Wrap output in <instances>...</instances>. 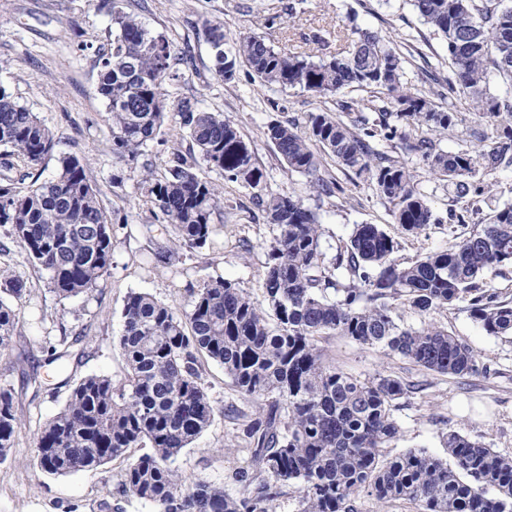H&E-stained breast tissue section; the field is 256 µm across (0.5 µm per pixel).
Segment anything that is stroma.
<instances>
[{
  "instance_id": "1",
  "label": "stroma",
  "mask_w": 512,
  "mask_h": 512,
  "mask_svg": "<svg viewBox=\"0 0 512 512\" xmlns=\"http://www.w3.org/2000/svg\"><path fill=\"white\" fill-rule=\"evenodd\" d=\"M115 2L185 51L180 64L185 79L169 84L171 98H190L199 108L223 113L232 121L254 149L255 162L264 174V190L291 192L315 211L324 244L347 239L355 225L378 224L398 242L396 259L407 264L450 246L458 216H466L472 224L483 218L474 196L457 198L443 177L432 174L418 156L399 148L393 149V157L410 169L432 210L443 218L420 236L403 233L393 222L392 204L368 181L324 154L319 157V175L335 181L338 189L330 196L317 195L308 176L289 172L268 141L266 126L273 119L301 124L308 113L335 112L337 100L362 101L368 99V92L347 88L338 96L321 97L300 87L264 86L244 66L231 84L215 74L208 42V29L214 23L223 24L226 44H233L240 34L253 33L279 51L313 56L344 49L359 29L376 32L401 50L414 45L419 54L406 63L405 80L409 87L429 91L448 74L447 43L423 23L410 0H0V85L35 112L54 136L53 154L38 167V174L50 178L57 156L80 155L88 179L114 220L109 275L89 293L70 298L51 291L47 273L0 228V269L27 283L17 334L10 346L0 349V385L13 391L21 415L13 446L0 462V512H152L149 504L116 493L118 474L139 456V449H128L102 466L67 476L48 475L38 466L34 439L64 408L69 394L54 366L47 363L62 336L82 338L81 358L66 361L68 374L107 375L119 382L126 363L117 338L129 293H147L186 310L194 292L221 277L254 299L262 297L275 229L254 189L225 181L217 171L209 174L211 181L224 188V207L213 217L217 232L204 248L184 256L187 275L176 278L154 264L153 252L161 237L141 185L143 166L149 163L156 172H163L171 148L187 154L193 147L178 125L168 120L137 165H124L113 156L106 103L97 86L98 50L112 43L109 10ZM274 14L278 22L267 24V17ZM315 33L324 37V44L309 43ZM448 104L457 112L458 122L436 137L437 149L449 153L480 149L481 124L473 106L461 96ZM431 319L468 343L489 367V375L473 376L465 387L455 377L360 346L345 336L323 337L319 346L329 363L355 377L382 373L426 382V390L395 410L400 434L389 455L423 450L446 457L442 437L452 430L512 456V341L487 335L462 302L436 311ZM202 378L217 413L211 425L182 450L173 467L189 482L220 484L234 494L240 489L234 475L248 469L249 455L238 444V424L231 412L254 413L267 400L242 398L215 362L204 361Z\"/></svg>"
}]
</instances>
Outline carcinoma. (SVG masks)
I'll return each mask as SVG.
<instances>
[{
  "mask_svg": "<svg viewBox=\"0 0 512 512\" xmlns=\"http://www.w3.org/2000/svg\"><path fill=\"white\" fill-rule=\"evenodd\" d=\"M413 6L448 46L451 67L438 96H467L484 120L481 150L445 153L432 136L457 121V113L415 93L401 81L402 55L376 33L360 30L345 53L317 60L285 54L258 35L244 33L224 49V30L210 27L215 72L226 83L249 67L263 85L301 87L321 96L345 88L372 94L369 105L340 101L344 122L311 112L305 127L272 120L266 135L288 170L314 178L319 195L334 182L316 176L319 145L357 176H366L393 206L395 223L418 236L443 218L432 210L407 167L376 143L402 145L428 168L448 178L458 195H481L480 171L512 166V95L489 92V74L512 87V0H413ZM112 49L99 56L98 93L106 102L112 154L128 165L169 118L184 130L198 156L171 152L162 175L147 170L154 217L165 242L156 264L175 268L183 252L202 248L215 232L213 214L224 192L207 172L229 182L262 187L253 152L224 114L173 103L167 80L183 78L181 54L135 15L112 5ZM423 130L412 137L406 129ZM52 132L0 85V226L46 271L53 292L68 298L93 290L109 275L112 222L87 177L82 157L57 158L54 175L33 170L52 155ZM276 234L268 252L263 301L218 278L194 293L181 311L150 295L131 292L121 311L118 344L125 381L90 374L71 385L62 411L35 438L38 464L52 476L99 467L130 448L150 451L120 475L117 492L150 504L153 512H271L283 489L298 487L297 512H361L365 493L379 502L415 504L417 512H512V456L450 431L451 461L424 451L387 456L399 426L393 411L425 390L420 381L393 375L359 380L325 360L324 336H346L442 375L465 379L488 374L465 342L433 321L419 327L396 321L399 306L421 317L467 303L470 317L490 336L512 335V297L486 276L512 274V205L494 207L488 223L456 234L446 250L403 265L397 242L378 224H359L328 256L313 211L293 194L258 196ZM26 293L23 281L0 270V348L10 345ZM224 368L245 399L268 397L254 415L238 412L251 470L224 486H187L173 459L210 424L215 407L202 382L201 357ZM20 417L12 390L0 387V448L12 447Z\"/></svg>",
  "mask_w": 512,
  "mask_h": 512,
  "instance_id": "cac0c4a2",
  "label": "carcinoma"
}]
</instances>
